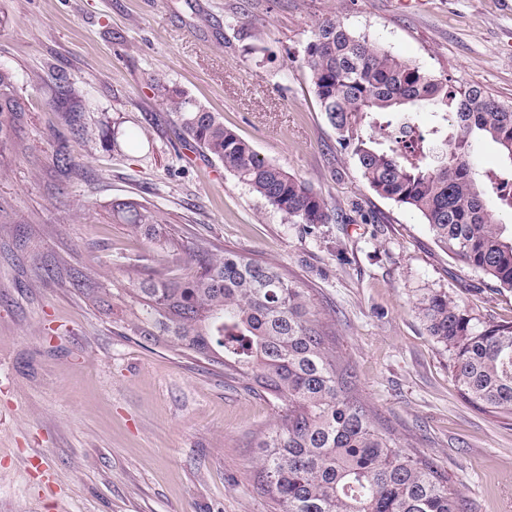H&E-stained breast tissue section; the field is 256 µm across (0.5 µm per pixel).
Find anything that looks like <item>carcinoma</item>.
I'll return each instance as SVG.
<instances>
[{
  "label": "carcinoma",
  "instance_id": "1",
  "mask_svg": "<svg viewBox=\"0 0 512 512\" xmlns=\"http://www.w3.org/2000/svg\"><path fill=\"white\" fill-rule=\"evenodd\" d=\"M303 62L340 148L368 187L418 212L448 256L512 290V225L502 218L512 217V104L479 87L457 89L336 20L317 25ZM151 89L176 117L183 148L216 159L294 224L331 221L309 183L261 157L217 113L164 80ZM424 108L441 113L450 131L417 132L412 114ZM29 111L13 74L0 69V157L25 150ZM395 120L399 135L392 140L367 132ZM480 137L498 145L508 173L470 164ZM52 163L67 175L76 170L64 147ZM486 188L499 211L487 208ZM112 215L147 240L182 247L168 238L159 214L136 200L113 203ZM191 259L185 276L137 270L125 288L109 293L84 282L77 291L106 315L110 299L120 300L126 333L248 377L281 401L282 414L256 447L259 481L286 512H462L448 478L370 418L304 289L279 266L242 252L198 247ZM419 313L448 351L463 397L512 414V321H482L445 292L424 297Z\"/></svg>",
  "mask_w": 512,
  "mask_h": 512
}]
</instances>
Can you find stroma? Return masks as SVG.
<instances>
[{"label": "stroma", "instance_id": "1", "mask_svg": "<svg viewBox=\"0 0 512 512\" xmlns=\"http://www.w3.org/2000/svg\"><path fill=\"white\" fill-rule=\"evenodd\" d=\"M325 19L512 103L500 0H0V66L33 103L25 153L0 168V512H285L259 486L254 446L280 401L124 335L73 285L124 284L133 266L181 275L198 244L287 271L370 417L461 490L466 512H512V414L461 396L417 310L442 291L511 321L512 291L449 257L341 150L302 63ZM156 78L308 182L331 222H288L220 163L182 151ZM69 94L85 104L70 125ZM62 144L77 176L51 161ZM128 199L159 212L183 250L116 221L112 202Z\"/></svg>", "mask_w": 512, "mask_h": 512}]
</instances>
